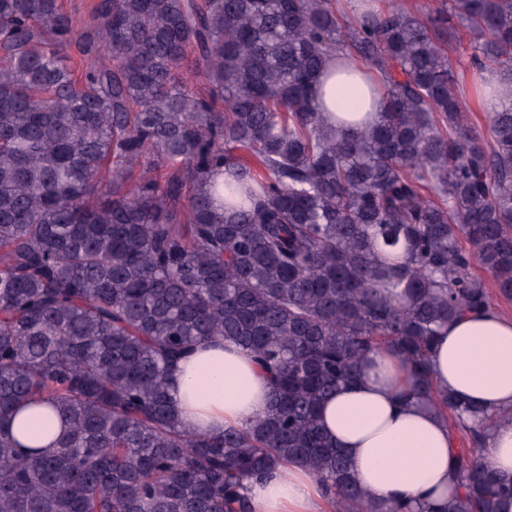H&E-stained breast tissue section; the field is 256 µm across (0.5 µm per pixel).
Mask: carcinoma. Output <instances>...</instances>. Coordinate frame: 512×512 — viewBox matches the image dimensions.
Returning a JSON list of instances; mask_svg holds the SVG:
<instances>
[{"label": "carcinoma", "instance_id": "1", "mask_svg": "<svg viewBox=\"0 0 512 512\" xmlns=\"http://www.w3.org/2000/svg\"><path fill=\"white\" fill-rule=\"evenodd\" d=\"M0 0V425L48 403L68 430L23 457L0 432V512H251L288 463L337 512H500L482 449L497 415L432 377L435 337L512 300V98L473 123L471 67L512 84V0ZM94 58L75 77L68 49ZM360 58L382 112L348 134L317 92ZM248 351L266 414L185 430L171 369L203 343ZM386 348L465 434L442 507L367 499L321 402ZM66 8L73 13L75 19L77 21L78 29L80 31L87 24H95L98 25L100 20L91 19V13L93 11L94 6L101 0H64Z\"/></svg>", "mask_w": 512, "mask_h": 512}]
</instances>
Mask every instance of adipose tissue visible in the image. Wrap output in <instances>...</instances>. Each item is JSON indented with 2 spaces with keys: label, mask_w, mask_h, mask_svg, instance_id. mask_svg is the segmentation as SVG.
<instances>
[{
  "label": "adipose tissue",
  "mask_w": 512,
  "mask_h": 512,
  "mask_svg": "<svg viewBox=\"0 0 512 512\" xmlns=\"http://www.w3.org/2000/svg\"><path fill=\"white\" fill-rule=\"evenodd\" d=\"M379 75L359 61L323 84L326 111L378 112L367 86ZM433 379L460 401L504 414L489 431L484 453L494 472L512 474V318L496 309L467 314L435 340ZM169 394L187 429L208 436L247 427L271 400L267 376L249 354L220 342L195 348L172 371ZM331 443L351 461L369 500L432 506L456 487L453 437L448 426L418 403L406 365L386 350L369 354L361 377L338 389L320 407ZM64 427L46 407L23 409L10 432L19 451L52 453ZM252 512H317L321 488L304 469L291 466L247 490Z\"/></svg>",
  "instance_id": "ef3b65f1"
}]
</instances>
